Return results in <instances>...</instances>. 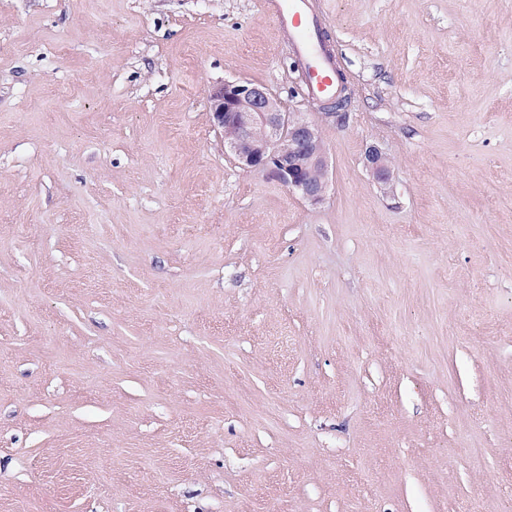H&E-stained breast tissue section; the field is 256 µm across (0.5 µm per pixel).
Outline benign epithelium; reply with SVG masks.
Segmentation results:
<instances>
[{"instance_id":"1","label":"benign epithelium","mask_w":512,"mask_h":512,"mask_svg":"<svg viewBox=\"0 0 512 512\" xmlns=\"http://www.w3.org/2000/svg\"><path fill=\"white\" fill-rule=\"evenodd\" d=\"M208 101L224 129V149L242 167L269 174L312 205L324 201L329 176L318 125L302 112L283 111L258 84L226 82L210 89ZM364 158L377 180H390L391 166L378 146H368Z\"/></svg>"}]
</instances>
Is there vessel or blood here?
I'll return each instance as SVG.
<instances>
[{
	"instance_id": "vessel-or-blood-1",
	"label": "vessel or blood",
	"mask_w": 512,
	"mask_h": 512,
	"mask_svg": "<svg viewBox=\"0 0 512 512\" xmlns=\"http://www.w3.org/2000/svg\"><path fill=\"white\" fill-rule=\"evenodd\" d=\"M301 60L306 92L320 101L334 97L340 89L333 49L319 39L324 20L315 0H261Z\"/></svg>"
}]
</instances>
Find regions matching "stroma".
<instances>
[{
	"label": "stroma",
	"mask_w": 512,
	"mask_h": 512,
	"mask_svg": "<svg viewBox=\"0 0 512 512\" xmlns=\"http://www.w3.org/2000/svg\"><path fill=\"white\" fill-rule=\"evenodd\" d=\"M321 3L333 122L260 0H0V512H512V0ZM208 101L224 129V149L248 169L269 174L311 205L329 187L326 149L318 125L303 112H285L265 86L224 82ZM364 158L377 180L387 182L391 178V166L388 159L377 145H369Z\"/></svg>",
	"instance_id": "stroma-1"
}]
</instances>
